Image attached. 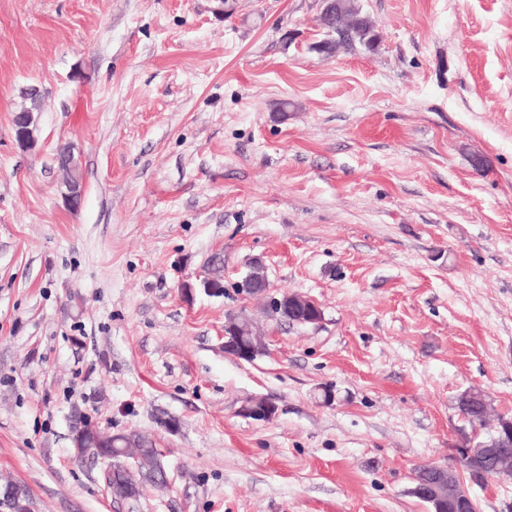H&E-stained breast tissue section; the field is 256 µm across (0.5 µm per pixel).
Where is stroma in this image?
Here are the masks:
<instances>
[{
  "mask_svg": "<svg viewBox=\"0 0 512 512\" xmlns=\"http://www.w3.org/2000/svg\"><path fill=\"white\" fill-rule=\"evenodd\" d=\"M358 2L381 43L326 56L319 0H0V483L33 512H430L457 398L512 417V0ZM255 257L322 321L238 292ZM85 421L155 440L166 486L111 498ZM59 170L62 172L61 188L62 197L66 205L72 210H78L83 202L84 187L71 180V163L68 158L59 162ZM224 351L237 360L253 361L254 349L233 324L224 326ZM241 413L248 418L267 421L275 417L277 407L268 399L255 398L242 407Z\"/></svg>",
  "mask_w": 512,
  "mask_h": 512,
  "instance_id": "35a3bbf8",
  "label": "stroma"
}]
</instances>
